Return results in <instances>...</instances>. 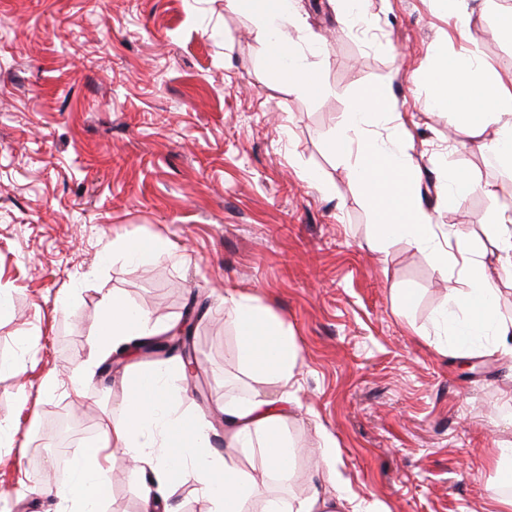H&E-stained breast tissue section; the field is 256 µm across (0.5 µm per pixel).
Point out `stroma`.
Returning <instances> with one entry per match:
<instances>
[{
    "label": "stroma",
    "mask_w": 512,
    "mask_h": 512,
    "mask_svg": "<svg viewBox=\"0 0 512 512\" xmlns=\"http://www.w3.org/2000/svg\"><path fill=\"white\" fill-rule=\"evenodd\" d=\"M360 24L344 0H298L300 24L321 41L329 95L298 94L264 68L249 14L224 0H0V512H54L42 497L60 482L52 456L33 461L59 412H79L92 447L118 415L135 355L105 370L89 342L112 293L197 322L199 371L187 384L177 357L170 386L223 442L224 402L281 390L241 369L224 320V293L253 294L281 318L299 350L301 406L285 428L302 452L292 479H275L246 505L329 488L318 427L337 440L348 494L374 512H497L498 441H512V355L457 356L435 345L433 318L449 288L406 242L379 241L350 159L328 152L343 115L366 88L394 103L419 166L418 193L436 224L478 243L498 274L491 214L512 205V171L479 148L447 107L424 113L430 76L478 51L512 79V40L500 14L512 0H470L462 21L436 0H366ZM315 171L312 185L306 170ZM477 189L460 208L441 198L452 172ZM495 184L497 199L480 190ZM152 237L167 252L149 265L113 255L116 242ZM415 293L407 311L395 296ZM88 362L85 398L41 390L43 378ZM107 512H143V477L122 452L109 458Z\"/></svg>",
    "instance_id": "35a3bbf8"
}]
</instances>
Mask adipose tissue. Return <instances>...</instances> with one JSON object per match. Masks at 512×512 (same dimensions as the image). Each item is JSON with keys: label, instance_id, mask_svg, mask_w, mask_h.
I'll use <instances>...</instances> for the list:
<instances>
[{"label": "adipose tissue", "instance_id": "adipose-tissue-1", "mask_svg": "<svg viewBox=\"0 0 512 512\" xmlns=\"http://www.w3.org/2000/svg\"><path fill=\"white\" fill-rule=\"evenodd\" d=\"M232 11L254 17L257 41L266 49V66L301 94L324 96L329 88L314 61L304 52V31L292 24L293 0H225ZM431 102L447 105L458 125L481 137L485 120L496 125L492 146L503 164L512 168V85L488 76L477 53L458 63L441 64L431 76ZM393 106L385 95L365 89L329 140L332 153L353 156V174L362 185L374 214L376 235L383 241L402 240L440 271L456 270L466 292L449 289L448 303L437 314L456 338L460 356L473 354L481 337H493L496 348L512 353V317H505L499 289L488 273L481 252L460 231L434 224L416 192L420 169L406 150V128L393 123ZM226 321L236 329L239 359L260 383L282 389L279 399L251 395L224 405V445H211V430L189 412L180 410L168 386V373L156 368L128 380L121 414L105 423L97 443L77 458L67 482L53 490L57 512H104L111 493V475L104 464L106 449L122 450L139 464L150 490L170 498L176 481L196 484L207 512H244L259 483L272 476L289 478L299 448L283 431L289 411L298 403V352L285 323L248 294L224 297ZM170 325L148 310L133 306L124 295L105 299L92 350H122L131 338L160 336ZM258 450L260 476L240 466L242 456ZM335 501L320 492L296 497H269L264 512H362L336 477Z\"/></svg>", "mask_w": 512, "mask_h": 512}]
</instances>
